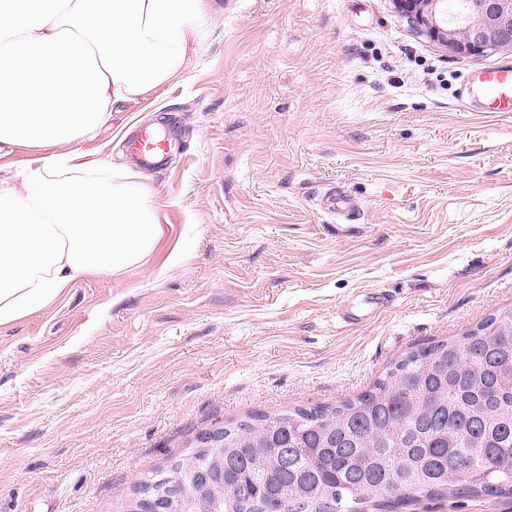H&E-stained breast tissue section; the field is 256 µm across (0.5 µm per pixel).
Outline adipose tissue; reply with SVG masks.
Instances as JSON below:
<instances>
[{
    "mask_svg": "<svg viewBox=\"0 0 512 512\" xmlns=\"http://www.w3.org/2000/svg\"><path fill=\"white\" fill-rule=\"evenodd\" d=\"M219 0H0V156L31 152V190L0 184V326L90 274L121 275L162 236L147 184L85 177L78 145L157 99Z\"/></svg>",
    "mask_w": 512,
    "mask_h": 512,
    "instance_id": "adipose-tissue-1",
    "label": "adipose tissue"
}]
</instances>
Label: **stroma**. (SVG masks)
<instances>
[{
	"label": "stroma",
	"mask_w": 512,
	"mask_h": 512,
	"mask_svg": "<svg viewBox=\"0 0 512 512\" xmlns=\"http://www.w3.org/2000/svg\"><path fill=\"white\" fill-rule=\"evenodd\" d=\"M212 28L79 146L151 186L160 244L0 326V512H131L201 433L354 398L512 308V113L457 99L512 55L456 59L391 0H226ZM146 128L171 145L149 166Z\"/></svg>",
	"instance_id": "35a3bbf8"
}]
</instances>
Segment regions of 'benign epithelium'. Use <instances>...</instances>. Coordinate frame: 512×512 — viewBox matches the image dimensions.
Returning a JSON list of instances; mask_svg holds the SVG:
<instances>
[{"instance_id":"1","label":"benign epithelium","mask_w":512,"mask_h":512,"mask_svg":"<svg viewBox=\"0 0 512 512\" xmlns=\"http://www.w3.org/2000/svg\"><path fill=\"white\" fill-rule=\"evenodd\" d=\"M419 33L458 59L512 52V0H480L464 26H448L444 0H392Z\"/></svg>"}]
</instances>
